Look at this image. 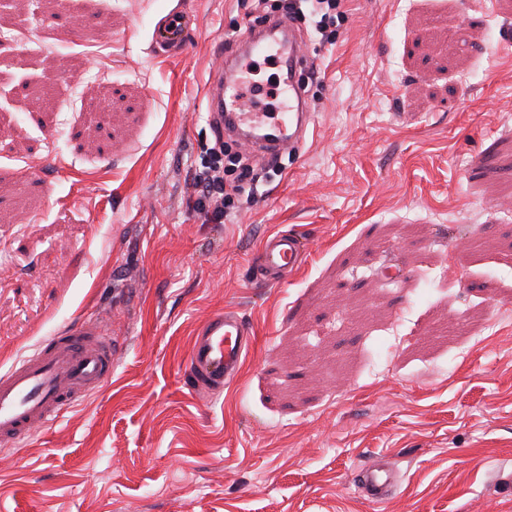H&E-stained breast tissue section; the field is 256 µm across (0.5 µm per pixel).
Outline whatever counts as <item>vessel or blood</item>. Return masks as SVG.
Returning <instances> with one entry per match:
<instances>
[{"label": "vessel or blood", "mask_w": 512, "mask_h": 512, "mask_svg": "<svg viewBox=\"0 0 512 512\" xmlns=\"http://www.w3.org/2000/svg\"><path fill=\"white\" fill-rule=\"evenodd\" d=\"M192 18L174 9L152 32V46L163 56H188L193 44ZM275 51L284 83L292 97L287 111L255 112L242 86L247 68L242 51L255 44ZM308 62L306 42L291 22L272 18L245 25L235 54L222 58L205 84V110L209 124L242 139L246 150L269 158L298 149L305 141L312 115L296 71ZM310 253L308 240L293 231L265 235L255 264L261 284L277 286L298 269ZM256 342V332L237 310L228 309L206 320L194 336L181 378L190 392H223ZM123 348L112 340L104 321L93 319L67 325L43 341L36 351L16 360L0 373V446L15 447L36 429L55 425L79 400L100 390L111 379ZM363 496L372 503L385 500L397 485L396 471L385 459L357 475Z\"/></svg>", "instance_id": "obj_1"}]
</instances>
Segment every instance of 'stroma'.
<instances>
[{
    "label": "stroma",
    "instance_id": "stroma-1",
    "mask_svg": "<svg viewBox=\"0 0 512 512\" xmlns=\"http://www.w3.org/2000/svg\"><path fill=\"white\" fill-rule=\"evenodd\" d=\"M67 2L0 13V370L91 317L124 346L0 449V512H512V0H341L331 45L300 17L306 141L221 224L189 183L248 0ZM176 7L193 54L156 56ZM274 230L311 252L270 287ZM228 308L257 342L202 399L180 374ZM380 457L399 486L373 504ZM357 478L363 496L372 503L385 500L395 489L398 481L392 463L385 459L363 468Z\"/></svg>",
    "mask_w": 512,
    "mask_h": 512
}]
</instances>
